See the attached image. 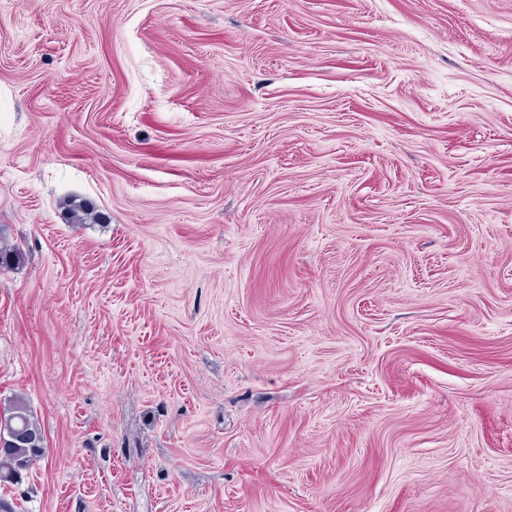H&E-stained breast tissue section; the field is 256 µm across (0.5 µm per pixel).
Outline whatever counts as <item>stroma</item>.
I'll return each instance as SVG.
<instances>
[{"instance_id": "35a3bbf8", "label": "stroma", "mask_w": 512, "mask_h": 512, "mask_svg": "<svg viewBox=\"0 0 512 512\" xmlns=\"http://www.w3.org/2000/svg\"><path fill=\"white\" fill-rule=\"evenodd\" d=\"M0 226L19 512H512V0H0ZM66 209L71 224H87L98 220L94 205L86 199H70ZM24 253L21 248L10 243L4 233V229L0 226V269L19 268L24 263ZM4 424V426H3ZM11 425H20L29 433L42 436V429L34 415L33 410L26 400L15 397L0 409V431L1 428L7 429ZM21 428H13L12 438L8 442L0 441L1 448H9L12 445H18L26 448H12L11 455L6 458H0V483H15L11 479L14 472L16 461L22 460L29 467L33 461L42 459L45 456L31 451L29 448H39L44 444V439L32 436Z\"/></svg>"}]
</instances>
